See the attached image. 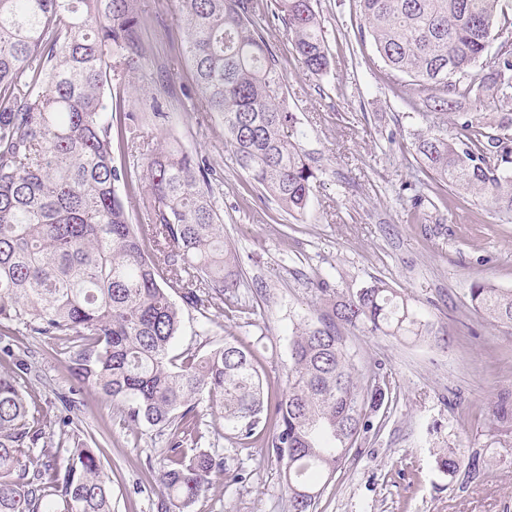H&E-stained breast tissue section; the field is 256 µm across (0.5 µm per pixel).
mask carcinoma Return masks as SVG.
Listing matches in <instances>:
<instances>
[{"mask_svg": "<svg viewBox=\"0 0 512 512\" xmlns=\"http://www.w3.org/2000/svg\"><path fill=\"white\" fill-rule=\"evenodd\" d=\"M353 2L360 40L429 123L415 161L451 193L512 212V174L498 165L512 153V15L503 0ZM179 3L198 94L224 127L234 164L280 209L303 215L316 174L300 151L286 76L251 16L281 20L299 62L322 74L332 58L316 0ZM142 23L138 0H0V326L77 344L71 374L128 422L166 435L157 512H185L227 471L198 448L204 398L237 447L270 448L285 461L289 512H316L371 415L392 402L385 375L356 367L349 335L416 341L434 323L381 280L340 297L319 279L313 285L330 302L294 325L281 392L265 391L255 354L232 336L203 357L171 356L182 310L201 316L204 334L215 317L233 320L238 258L224 248L211 170L175 139L135 145L124 137L133 114L106 112L112 76L145 53ZM476 86L502 116L471 112L448 137V114ZM115 142L140 162L116 166ZM142 184L148 223L134 224L129 200ZM470 299L512 328V290L476 282ZM28 371L12 348L0 349V512H112L91 444L27 391ZM492 416L512 427L511 391ZM53 446L66 457L50 458ZM436 464L471 474L480 458L448 447Z\"/></svg>", "mask_w": 512, "mask_h": 512, "instance_id": "obj_1", "label": "carcinoma"}]
</instances>
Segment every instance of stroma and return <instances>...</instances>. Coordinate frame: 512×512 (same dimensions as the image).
Masks as SVG:
<instances>
[{
  "mask_svg": "<svg viewBox=\"0 0 512 512\" xmlns=\"http://www.w3.org/2000/svg\"><path fill=\"white\" fill-rule=\"evenodd\" d=\"M140 7L147 54L127 74L121 106L138 117L135 137L175 136L211 168L224 241L239 257L242 299L266 326L262 334L244 326L231 332L256 344L265 385L284 389L293 321L325 308L313 286L320 277L344 295L382 280L413 298L438 331L421 342L350 336L357 366L386 372L397 400L372 416L317 512H512V432L491 429L494 402L512 390V331L476 313L469 294L477 281L512 289V213L471 196L441 201L433 184L414 193V142L427 124L384 79L371 43L360 42L352 0H320L335 58L320 76L297 62L285 26L253 17L287 77L300 145L319 178L306 215L289 216L233 164L222 126L195 89L177 0H140ZM200 323L197 312H184L173 354L223 345L224 323L206 335ZM0 343L27 360L28 389L55 412L78 399L73 427L97 444L112 512H155L158 431L126 422L111 399L83 392L67 369L69 351L47 337L9 333ZM203 422L202 449L230 457L243 478H214L191 512H288L284 467L273 451H234L222 418L207 414ZM448 446L482 454L481 474L441 472L436 457Z\"/></svg>",
  "mask_w": 512,
  "mask_h": 512,
  "instance_id": "1",
  "label": "stroma"
}]
</instances>
